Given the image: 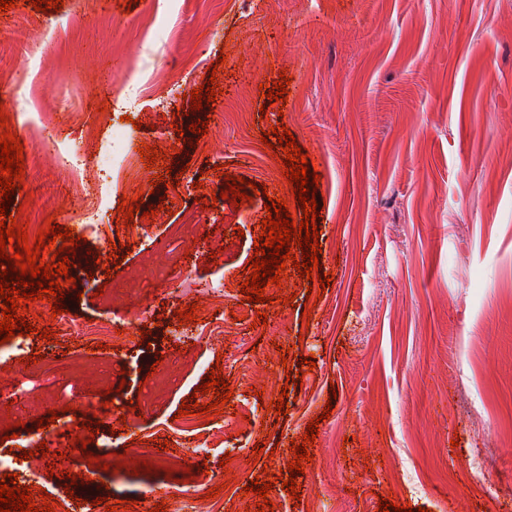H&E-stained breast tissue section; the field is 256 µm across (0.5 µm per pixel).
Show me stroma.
Wrapping results in <instances>:
<instances>
[{
    "instance_id": "35a3bbf8",
    "label": "stroma",
    "mask_w": 512,
    "mask_h": 512,
    "mask_svg": "<svg viewBox=\"0 0 512 512\" xmlns=\"http://www.w3.org/2000/svg\"><path fill=\"white\" fill-rule=\"evenodd\" d=\"M60 10L35 11L29 0L0 15L13 28L19 14L42 26L0 46V106L12 112L30 96L52 111L74 113L63 133L89 130L84 146L98 151L113 123H123L134 148L175 150L178 183L165 182L166 161L139 170L92 168L83 179L107 181L110 216L122 196L159 205L152 219L121 228L130 252L115 263L107 238L88 237L74 264L86 277L63 287L65 309L83 324L147 307L154 328L136 373L118 375L117 349H94L80 336L57 342L29 334L28 351L67 366L42 409L76 408L80 438L100 454L90 426L101 433L137 422L141 435L168 443L171 470L132 475L83 467L95 497L129 501L128 512L165 502L176 512L181 481L207 463L212 485L223 486L222 512H247L259 498L250 481L273 472L288 477L311 419L319 434L299 476L302 497L274 487L273 512H380V498L411 512H512V0H63ZM80 25H73V18ZM153 18L166 36L142 38ZM153 80L154 94L115 100L116 80L131 65ZM181 70L180 92L167 96L168 72ZM217 73L221 91L203 109L183 96ZM287 73L288 103L266 107L261 85ZM208 120L190 146L189 126ZM121 122V121H120ZM287 127L320 177L315 195L321 251L333 279L305 320L309 283L287 267L267 302L241 292L267 212L265 194L235 207L222 199L226 177L241 176L302 210L272 149ZM22 189L11 198L20 223L41 224L57 210V225L76 226L84 203L50 159L26 161ZM162 182H154V175ZM204 198L214 207L202 208ZM208 245L190 249L191 276L222 282L224 301L208 320L183 324L170 338L175 311L189 303L176 286L151 281L161 249H181L175 228L185 215ZM241 235H233V228ZM143 296L113 303L129 277ZM294 295L293 306L281 298ZM265 328H258L259 318ZM313 357L315 368L299 358ZM172 368L168 396L146 404L139 387L156 361ZM234 392L224 405V436L207 455L191 454L177 412L188 397L211 402L198 387L215 363ZM288 392L286 416L269 402ZM109 397L110 408L86 412L88 397ZM138 411H130V403ZM126 408L125 418L113 415ZM331 417H324L325 408ZM250 416L240 426V416ZM260 461L225 474L231 450ZM487 461L475 479L467 460ZM414 472L428 488L415 494L403 476Z\"/></svg>"
}]
</instances>
